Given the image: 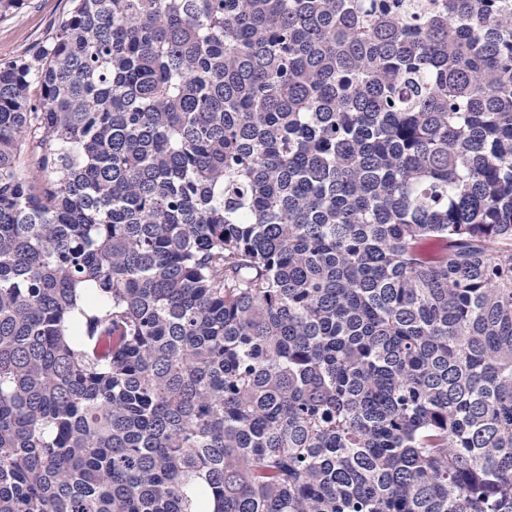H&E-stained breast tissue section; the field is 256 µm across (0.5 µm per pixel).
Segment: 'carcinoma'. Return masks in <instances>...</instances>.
<instances>
[{"label":"carcinoma","instance_id":"cac0c4a2","mask_svg":"<svg viewBox=\"0 0 512 512\" xmlns=\"http://www.w3.org/2000/svg\"><path fill=\"white\" fill-rule=\"evenodd\" d=\"M0 512H512V0H69L0 63Z\"/></svg>","mask_w":512,"mask_h":512}]
</instances>
